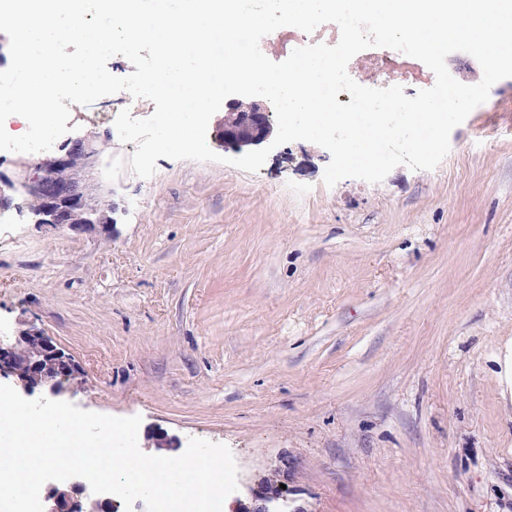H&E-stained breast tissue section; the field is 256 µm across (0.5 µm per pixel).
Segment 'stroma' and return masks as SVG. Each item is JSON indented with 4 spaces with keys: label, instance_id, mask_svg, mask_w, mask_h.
<instances>
[{
    "label": "stroma",
    "instance_id": "stroma-1",
    "mask_svg": "<svg viewBox=\"0 0 512 512\" xmlns=\"http://www.w3.org/2000/svg\"><path fill=\"white\" fill-rule=\"evenodd\" d=\"M123 170L107 229L0 223V334L43 329L81 409L231 449L250 504L278 472L300 512H512V78L433 170L326 186L296 141L255 173Z\"/></svg>",
    "mask_w": 512,
    "mask_h": 512
}]
</instances>
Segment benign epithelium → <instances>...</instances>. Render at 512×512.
<instances>
[{
    "label": "benign epithelium",
    "instance_id": "benign-epithelium-1",
    "mask_svg": "<svg viewBox=\"0 0 512 512\" xmlns=\"http://www.w3.org/2000/svg\"><path fill=\"white\" fill-rule=\"evenodd\" d=\"M228 111L234 113L235 119L222 126L224 147L241 150L260 145L272 136V126L260 104L238 100ZM72 163V148H63L38 160L33 172L29 166L19 165L14 177L5 182L11 188L18 187L25 195L34 194L43 199L45 223L95 227L97 222L90 220L89 215L103 198L90 189L98 163L92 141H84L75 177L67 182L57 181L56 171L68 169ZM1 378L13 380L26 395L39 391L52 399L66 392L74 395L82 391L85 383L80 365L33 325L19 331L13 339L0 342ZM106 503L107 500L85 490L81 498L71 499L52 487L43 500V508L44 512H103Z\"/></svg>",
    "mask_w": 512,
    "mask_h": 512
}]
</instances>
